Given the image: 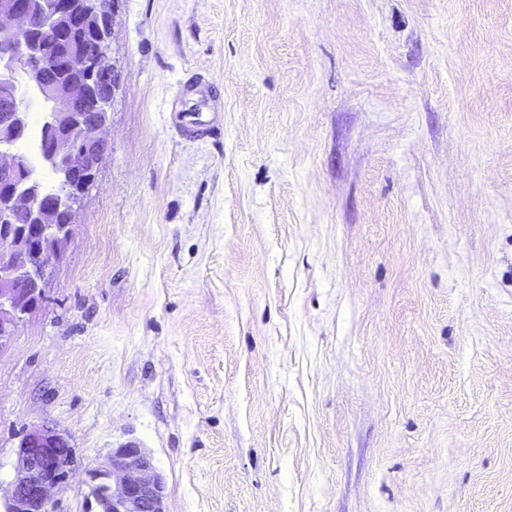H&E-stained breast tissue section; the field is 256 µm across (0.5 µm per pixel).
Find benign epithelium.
<instances>
[{"mask_svg":"<svg viewBox=\"0 0 512 512\" xmlns=\"http://www.w3.org/2000/svg\"><path fill=\"white\" fill-rule=\"evenodd\" d=\"M118 7L119 0H0V349L42 298L47 267L69 239L86 188L109 150L104 132L113 97L98 96L93 85L118 74L111 57ZM45 21L65 40L80 31L97 34L94 46H81L71 57L84 76L63 83L46 79L48 59L33 41ZM34 88L48 105L42 160L69 174L61 190L45 196L34 193L31 161L16 149L27 133ZM21 212L29 223H12ZM72 465L65 433L53 426L26 432L0 512H47L51 491ZM86 476L89 512H166L165 479L139 445L112 449Z\"/></svg>","mask_w":512,"mask_h":512,"instance_id":"7a95c632","label":"benign epithelium"}]
</instances>
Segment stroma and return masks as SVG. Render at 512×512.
Listing matches in <instances>:
<instances>
[{"label":"stroma","instance_id":"obj_1","mask_svg":"<svg viewBox=\"0 0 512 512\" xmlns=\"http://www.w3.org/2000/svg\"><path fill=\"white\" fill-rule=\"evenodd\" d=\"M110 142L0 350L167 512H512V0H121ZM213 82L218 128L174 101ZM207 107L208 102L203 98L186 102L185 107L181 112H178L179 122L182 127L195 132L207 130L215 114L214 112H204L203 110ZM208 113L212 114V118L209 119Z\"/></svg>","mask_w":512,"mask_h":512}]
</instances>
